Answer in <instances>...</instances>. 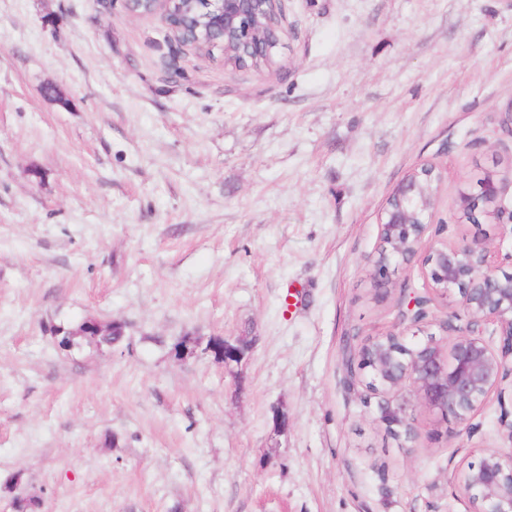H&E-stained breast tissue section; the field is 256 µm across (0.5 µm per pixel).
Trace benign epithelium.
Returning a JSON list of instances; mask_svg holds the SVG:
<instances>
[{
    "instance_id": "obj_1",
    "label": "benign epithelium",
    "mask_w": 512,
    "mask_h": 512,
    "mask_svg": "<svg viewBox=\"0 0 512 512\" xmlns=\"http://www.w3.org/2000/svg\"><path fill=\"white\" fill-rule=\"evenodd\" d=\"M154 14L161 17L176 40L195 45L186 25L174 14L179 0H152ZM207 6L209 46H225L234 41L245 54L256 58L268 55L270 45L265 28L270 25L283 39L284 10L271 15V6L282 0H196ZM432 183L440 177L435 167L424 164L404 178L390 193L380 218V248L374 261V281L383 284L391 272L414 261L428 229L434 202H425L418 178ZM482 200L493 206L492 215L499 224H512V175L500 181L479 184L475 196L460 198L459 207L470 212ZM422 274L431 294L415 296L401 312L400 331H391L357 346L353 351L356 369L373 390L381 387L393 392L409 384L418 399L438 411L447 420L468 426L489 400L497 394L504 402L502 383L512 375V273L499 272L491 241L474 236L456 244L434 241L425 250ZM459 296L462 312L452 311L439 324L442 337L433 333L407 346L406 332L417 336L424 332L433 298ZM467 321L459 323L461 314ZM491 324L498 333L500 346L483 337V326ZM248 350L243 338L211 337L205 344L197 336H184L173 348L186 359L201 355L218 356L228 367L238 364ZM455 486L477 503V512H512V451L484 449L475 462L454 475Z\"/></svg>"
}]
</instances>
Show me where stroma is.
<instances>
[{
    "instance_id": "1",
    "label": "stroma",
    "mask_w": 512,
    "mask_h": 512,
    "mask_svg": "<svg viewBox=\"0 0 512 512\" xmlns=\"http://www.w3.org/2000/svg\"><path fill=\"white\" fill-rule=\"evenodd\" d=\"M284 26L258 74L123 0H0V512L18 486L41 512H475L455 472L512 451L498 400L459 427L342 362L426 292L371 279L413 169L441 175L427 239L512 252L459 209L512 172V0H285ZM85 318L123 344L60 350ZM189 332L252 349L182 360Z\"/></svg>"
}]
</instances>
